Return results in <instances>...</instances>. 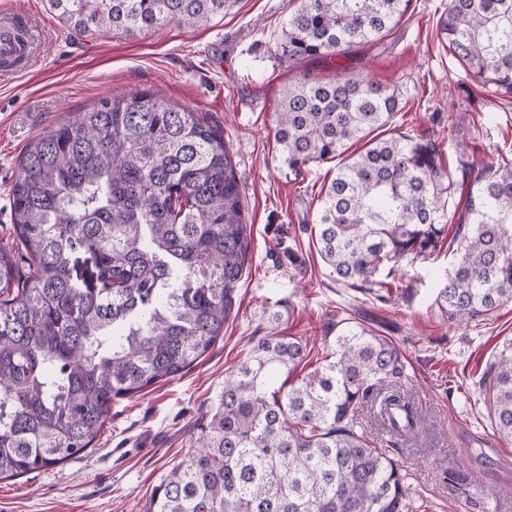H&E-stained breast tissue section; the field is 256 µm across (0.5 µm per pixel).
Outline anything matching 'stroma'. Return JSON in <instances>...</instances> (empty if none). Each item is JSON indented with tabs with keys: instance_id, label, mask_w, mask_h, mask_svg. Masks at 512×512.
<instances>
[{
	"instance_id": "35a3bbf8",
	"label": "stroma",
	"mask_w": 512,
	"mask_h": 512,
	"mask_svg": "<svg viewBox=\"0 0 512 512\" xmlns=\"http://www.w3.org/2000/svg\"><path fill=\"white\" fill-rule=\"evenodd\" d=\"M448 0H413L383 44L346 58L278 59L289 0H236L224 15L188 28L171 22L131 36H79L44 0H0V18L27 16L33 59L0 72V240L13 224L10 190L27 145L71 113L141 89L202 113L224 130L251 226L249 263L224 334L182 377L114 401L94 449L20 478L0 481V512H140L163 474L187 460L195 423L213 409L224 378L267 332L302 339L307 357L288 374L297 383L319 367L347 322L390 338L401 353L396 383L416 405L415 440L391 436L371 413L363 426L403 465L427 512H512V440L489 427L480 384L512 346V304L483 321L449 323L434 303L450 268L447 250L380 270L372 289L336 284L312 229L335 162L288 169L274 141L281 89L302 77L360 73L397 90L399 107L379 129L430 137L440 164L460 152L490 165L512 151V98L492 96L438 37Z\"/></svg>"
}]
</instances>
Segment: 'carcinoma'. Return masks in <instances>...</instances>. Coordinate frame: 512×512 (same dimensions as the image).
Segmentation results:
<instances>
[{"label": "carcinoma", "instance_id": "obj_1", "mask_svg": "<svg viewBox=\"0 0 512 512\" xmlns=\"http://www.w3.org/2000/svg\"><path fill=\"white\" fill-rule=\"evenodd\" d=\"M232 0H46L68 29L136 34L209 23ZM411 0H296L280 38L290 60L345 55L383 41ZM439 34L473 77L512 98V0H448ZM395 90L362 76L283 88L274 139L291 170L345 156L325 193L315 240L330 276L371 288L380 268L426 260L450 224L454 262L435 305L476 323L512 303V158L470 181L438 163V143L376 139ZM364 150L348 153L355 143ZM14 224L0 246V480L87 452L112 402L182 376L224 334L250 239L223 132L149 90L101 99L25 149ZM92 257L93 284L74 279ZM269 331L224 379L195 425L189 459L165 473L144 512H423L407 473L364 433L368 407L395 438L421 416L393 379L395 345L348 327L324 363L288 392L270 376L307 345ZM491 427L512 439V352L484 393Z\"/></svg>", "mask_w": 512, "mask_h": 512}]
</instances>
